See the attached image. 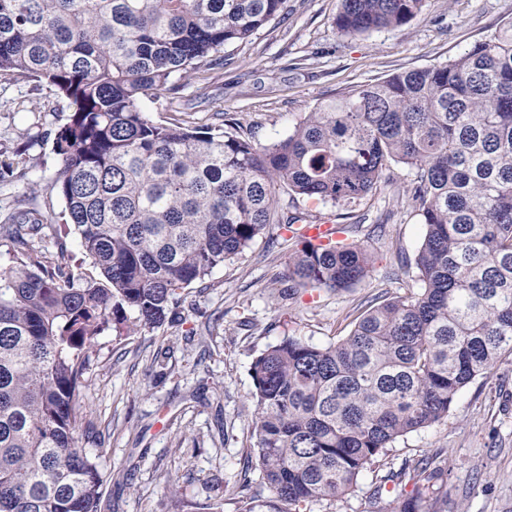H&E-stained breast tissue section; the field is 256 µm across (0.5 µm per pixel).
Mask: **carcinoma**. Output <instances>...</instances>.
<instances>
[{"label":"carcinoma","instance_id":"cac0c4a2","mask_svg":"<svg viewBox=\"0 0 512 512\" xmlns=\"http://www.w3.org/2000/svg\"><path fill=\"white\" fill-rule=\"evenodd\" d=\"M285 0H0V75L68 102L49 185L101 279L52 261L53 226L20 207L0 219V512H99L105 475L78 447V398L110 323L153 327L179 291L259 237L306 221L275 185L347 209L388 164L424 227L420 292L369 303L350 334L287 336L252 363L264 497L240 512H311L351 490L400 438L448 417L458 393L512 355V22L440 66L404 70L318 105L268 146L161 123L148 95L224 66ZM427 0H342L337 31L400 27ZM288 292L347 289L371 273L357 242L287 239ZM134 314L127 317V312ZM422 467L395 512H430Z\"/></svg>","mask_w":512,"mask_h":512}]
</instances>
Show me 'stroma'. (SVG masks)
<instances>
[{
  "instance_id": "stroma-1",
  "label": "stroma",
  "mask_w": 512,
  "mask_h": 512,
  "mask_svg": "<svg viewBox=\"0 0 512 512\" xmlns=\"http://www.w3.org/2000/svg\"><path fill=\"white\" fill-rule=\"evenodd\" d=\"M340 8L341 0H287L250 41L226 48L224 68L144 99L145 112L194 126L212 124L220 112L236 133L268 145L329 97L446 64L512 20V0H428L402 27L350 38L335 27ZM68 117L50 85L0 76V212L19 204L38 210L64 242L68 265L95 278L98 270L61 219L62 200L48 189L60 166L54 138ZM412 177L391 164L378 189L349 209L280 192V212L347 225L350 239L371 253L373 270L356 286L285 296L288 250L263 237L184 288L162 324L99 336L84 375L78 437L107 477L100 512H204L219 496L224 512H238L243 484H261L254 358L287 334L336 343L367 302L418 293L414 258L423 226L405 195ZM160 352L167 355L161 367L154 362ZM425 462L442 474L439 512H512V356L463 388L447 418L399 439L349 494L311 512H389ZM389 470L396 474L389 495L371 503L373 483Z\"/></svg>"
}]
</instances>
